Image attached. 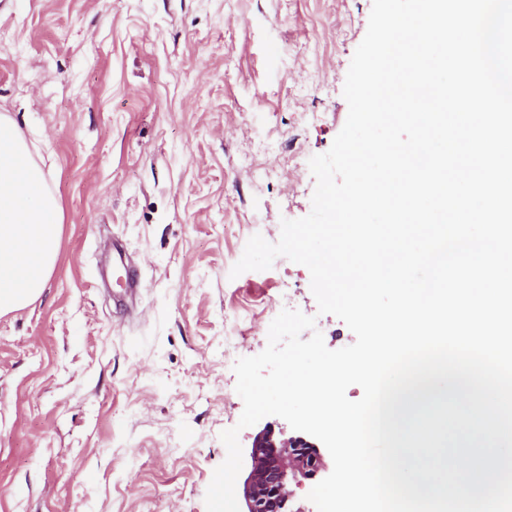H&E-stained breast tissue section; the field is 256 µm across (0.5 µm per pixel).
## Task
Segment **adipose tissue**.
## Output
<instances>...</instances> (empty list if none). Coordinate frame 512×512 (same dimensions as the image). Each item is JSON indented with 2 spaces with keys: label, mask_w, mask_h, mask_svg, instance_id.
<instances>
[{
  "label": "adipose tissue",
  "mask_w": 512,
  "mask_h": 512,
  "mask_svg": "<svg viewBox=\"0 0 512 512\" xmlns=\"http://www.w3.org/2000/svg\"><path fill=\"white\" fill-rule=\"evenodd\" d=\"M58 203L16 123L0 114V315L39 299L54 269Z\"/></svg>",
  "instance_id": "obj_1"
}]
</instances>
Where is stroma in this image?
<instances>
[{
    "label": "stroma",
    "mask_w": 512,
    "mask_h": 512,
    "mask_svg": "<svg viewBox=\"0 0 512 512\" xmlns=\"http://www.w3.org/2000/svg\"><path fill=\"white\" fill-rule=\"evenodd\" d=\"M372 4L0 0V113L62 213L42 296L0 316V512H206L236 360L286 308L329 349L355 342L304 265L230 272L310 213Z\"/></svg>",
    "instance_id": "obj_1"
}]
</instances>
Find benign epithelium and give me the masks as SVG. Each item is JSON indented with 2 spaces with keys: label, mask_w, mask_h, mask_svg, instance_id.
Here are the masks:
<instances>
[{
  "label": "benign epithelium",
  "mask_w": 512,
  "mask_h": 512,
  "mask_svg": "<svg viewBox=\"0 0 512 512\" xmlns=\"http://www.w3.org/2000/svg\"><path fill=\"white\" fill-rule=\"evenodd\" d=\"M326 468L321 446L301 432L285 435L267 427L248 454L243 483V512H302L289 510L290 482L313 480Z\"/></svg>",
  "instance_id": "obj_1"
}]
</instances>
